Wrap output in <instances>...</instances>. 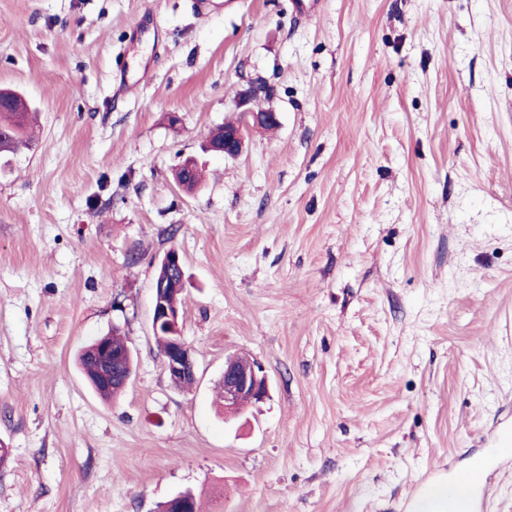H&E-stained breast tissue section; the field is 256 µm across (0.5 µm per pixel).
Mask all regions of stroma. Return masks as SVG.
Masks as SVG:
<instances>
[{
    "label": "stroma",
    "instance_id": "35a3bbf8",
    "mask_svg": "<svg viewBox=\"0 0 512 512\" xmlns=\"http://www.w3.org/2000/svg\"><path fill=\"white\" fill-rule=\"evenodd\" d=\"M256 80L279 127L203 152ZM0 88L39 128L0 169V512H403L512 424V0H0ZM172 247L186 389L151 326ZM115 325L105 403L76 356ZM230 354L269 386L234 418ZM192 159L191 164H179L174 171V180L178 187L182 186L187 191L195 190L202 180V171L198 163Z\"/></svg>",
    "mask_w": 512,
    "mask_h": 512
}]
</instances>
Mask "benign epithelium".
Segmentation results:
<instances>
[{
	"label": "benign epithelium",
	"mask_w": 512,
	"mask_h": 512,
	"mask_svg": "<svg viewBox=\"0 0 512 512\" xmlns=\"http://www.w3.org/2000/svg\"><path fill=\"white\" fill-rule=\"evenodd\" d=\"M268 95L266 86L260 81L251 83L249 91L239 94L237 106L243 108L247 124L250 126H278L279 115L273 108L257 111L248 107L251 100ZM245 140L244 126L234 124L224 126L223 138L208 141V149L224 156L236 157L243 149ZM184 275L169 281L153 284L152 330L158 336L167 338L168 348L161 350L164 369L171 379L196 378V360L193 349L182 336L180 313L167 304V295L171 292H183ZM100 371L111 375L112 380L127 385L131 374L121 371V365L132 360L130 350L114 353L104 339L95 342ZM267 396L266 376L260 363L249 361L242 363L236 356L224 360V409L234 413L238 411L242 400L260 402Z\"/></svg>",
	"instance_id": "obj_1"
}]
</instances>
